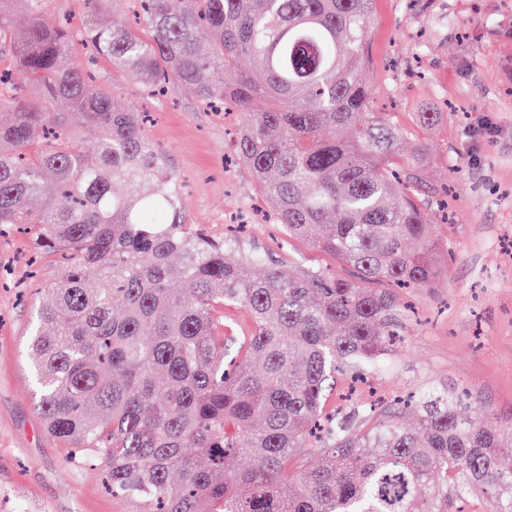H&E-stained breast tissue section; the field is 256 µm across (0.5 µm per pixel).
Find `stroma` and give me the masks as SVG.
I'll return each instance as SVG.
<instances>
[{
    "label": "stroma",
    "instance_id": "1",
    "mask_svg": "<svg viewBox=\"0 0 512 512\" xmlns=\"http://www.w3.org/2000/svg\"><path fill=\"white\" fill-rule=\"evenodd\" d=\"M368 50L370 111L393 113L404 151L427 148L428 186L450 188L448 221L433 228L443 273L407 295L404 335L369 381L389 397L463 391L467 415L512 424V0H375ZM87 88L149 112L147 136L174 162L192 228L220 240L243 221L245 251L336 272L332 257L263 223L251 177L226 164L239 113L206 111L181 84L150 97L103 60ZM423 112L433 125H420ZM32 250L30 236L0 237V512H133L104 489L101 466L69 463L43 428L29 335L61 258L44 257L34 277Z\"/></svg>",
    "mask_w": 512,
    "mask_h": 512
}]
</instances>
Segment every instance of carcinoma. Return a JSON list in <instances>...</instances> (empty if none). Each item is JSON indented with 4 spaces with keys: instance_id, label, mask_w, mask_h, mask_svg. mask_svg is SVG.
Listing matches in <instances>:
<instances>
[{
    "instance_id": "cac0c4a2",
    "label": "carcinoma",
    "mask_w": 512,
    "mask_h": 512,
    "mask_svg": "<svg viewBox=\"0 0 512 512\" xmlns=\"http://www.w3.org/2000/svg\"><path fill=\"white\" fill-rule=\"evenodd\" d=\"M138 2L149 40L0 0L18 75H0V229L26 224L64 259L30 340L48 436L104 463L137 512H460L468 498L512 512V435L463 417L459 395L365 405L359 427L324 412L330 382L398 335L397 290L441 274L424 152L404 155L403 132L368 108L374 0ZM76 37L148 93L174 82L241 112L234 151L279 224L348 274L284 269L188 227L172 158L137 107L87 92ZM85 126L99 130L89 152ZM226 306L248 313L247 334L224 335Z\"/></svg>"
}]
</instances>
